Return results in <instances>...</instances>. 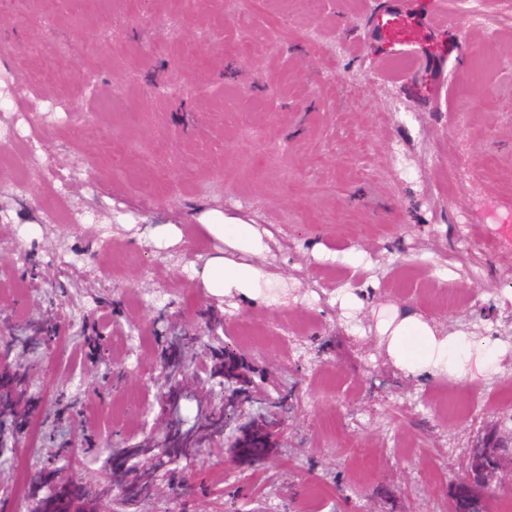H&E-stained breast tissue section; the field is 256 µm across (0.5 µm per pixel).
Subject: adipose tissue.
<instances>
[{"label":"adipose tissue","instance_id":"ef3b65f1","mask_svg":"<svg viewBox=\"0 0 512 512\" xmlns=\"http://www.w3.org/2000/svg\"><path fill=\"white\" fill-rule=\"evenodd\" d=\"M203 279L212 292L234 291L250 298L260 291L262 275L250 265L215 259L205 267ZM381 325L389 336L388 355L396 367L411 374H455L470 367L486 372L502 351L498 342L490 340L475 344L462 336L436 338L428 324L413 315L385 319Z\"/></svg>","mask_w":512,"mask_h":512}]
</instances>
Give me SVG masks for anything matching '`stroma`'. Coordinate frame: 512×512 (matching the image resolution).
Returning <instances> with one entry per match:
<instances>
[{
  "label": "stroma",
  "instance_id": "1",
  "mask_svg": "<svg viewBox=\"0 0 512 512\" xmlns=\"http://www.w3.org/2000/svg\"><path fill=\"white\" fill-rule=\"evenodd\" d=\"M383 3L322 0L310 21L200 0L175 39L172 0L0 12V94L47 108L0 112V140L40 159L0 192V376L27 375L21 419L0 421V512L34 506L17 458L54 497L103 484L115 446L163 440L174 352L209 370L231 354L236 374L186 385L238 395L242 415L149 498L100 512H455L471 448L512 451V401L494 396L512 380V27L455 24L431 101L375 75ZM91 79L132 121L85 100ZM227 218L261 250L211 232ZM216 257L264 274L262 293H212ZM407 311L505 351L477 378L402 371L378 322ZM47 321L49 344L25 348ZM61 394L76 414L55 416ZM459 394L470 414L445 419L439 398Z\"/></svg>",
  "mask_w": 512,
  "mask_h": 512
}]
</instances>
